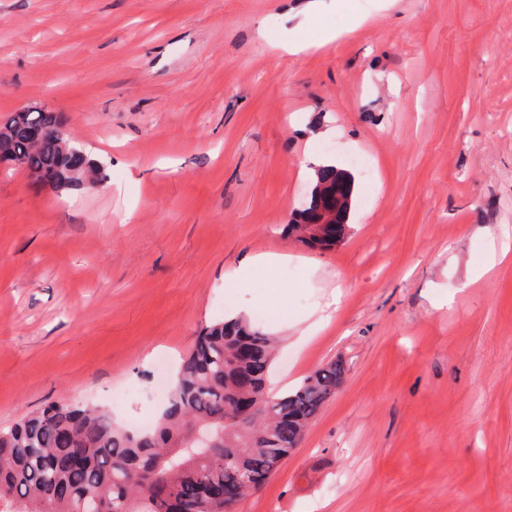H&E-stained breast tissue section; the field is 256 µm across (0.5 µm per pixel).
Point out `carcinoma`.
Listing matches in <instances>:
<instances>
[{"instance_id":"obj_1","label":"carcinoma","mask_w":512,"mask_h":512,"mask_svg":"<svg viewBox=\"0 0 512 512\" xmlns=\"http://www.w3.org/2000/svg\"><path fill=\"white\" fill-rule=\"evenodd\" d=\"M64 129L63 118L42 107L8 113L0 164L46 173L57 193L103 180L102 166ZM338 188L351 200L348 173L318 170L288 233L310 248L335 246L334 236L310 234L309 223ZM273 359V337L247 320L216 323L196 337L151 430L64 402L0 428V512H89L98 495L116 512H238L297 448L345 375L342 362H331L277 395L267 386ZM198 426L213 430L212 447L195 446Z\"/></svg>"}]
</instances>
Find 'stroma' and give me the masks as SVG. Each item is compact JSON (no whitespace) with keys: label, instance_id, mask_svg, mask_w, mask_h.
<instances>
[{"label":"stroma","instance_id":"1","mask_svg":"<svg viewBox=\"0 0 512 512\" xmlns=\"http://www.w3.org/2000/svg\"><path fill=\"white\" fill-rule=\"evenodd\" d=\"M306 3L0 0V116L62 113L107 174L0 168V427L67 401L151 428L243 315L280 340L271 391L348 371L239 512H512V0ZM327 157L354 184L321 251L283 227ZM261 253L291 260L235 279ZM283 313L324 325L298 349Z\"/></svg>","mask_w":512,"mask_h":512}]
</instances>
